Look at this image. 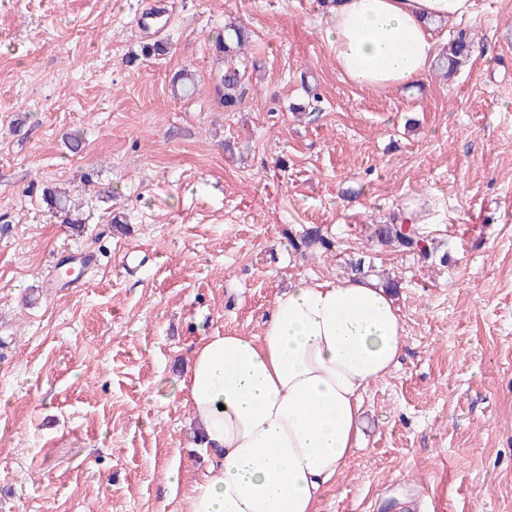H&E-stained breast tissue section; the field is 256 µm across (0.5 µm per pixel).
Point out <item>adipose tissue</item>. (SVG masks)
<instances>
[{"mask_svg": "<svg viewBox=\"0 0 512 512\" xmlns=\"http://www.w3.org/2000/svg\"><path fill=\"white\" fill-rule=\"evenodd\" d=\"M473 0H329L339 70L371 89L419 82L434 24ZM405 333L391 292L363 277L294 279L260 336L201 337L181 382L208 459L189 512H317L359 444L362 394L396 366Z\"/></svg>", "mask_w": 512, "mask_h": 512, "instance_id": "adipose-tissue-1", "label": "adipose tissue"}]
</instances>
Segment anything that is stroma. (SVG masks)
Instances as JSON below:
<instances>
[{"label": "stroma", "instance_id": "stroma-1", "mask_svg": "<svg viewBox=\"0 0 512 512\" xmlns=\"http://www.w3.org/2000/svg\"><path fill=\"white\" fill-rule=\"evenodd\" d=\"M322 2L0 0V512H188L195 340L262 335L293 279L359 261L395 281L405 348L318 512H512V0L436 29L473 34L454 78L386 91L338 70ZM231 21L252 78L227 112L211 40ZM408 211L428 255L375 235ZM312 230L331 248L291 246ZM46 202L50 207L58 212L64 213V223L67 224H79V217L73 216V209H71L70 200L66 192L60 190H49L45 194Z\"/></svg>", "mask_w": 512, "mask_h": 512}]
</instances>
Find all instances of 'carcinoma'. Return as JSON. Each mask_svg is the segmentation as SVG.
Returning a JSON list of instances; mask_svg holds the SVG:
<instances>
[{
  "label": "carcinoma",
  "mask_w": 512,
  "mask_h": 512,
  "mask_svg": "<svg viewBox=\"0 0 512 512\" xmlns=\"http://www.w3.org/2000/svg\"><path fill=\"white\" fill-rule=\"evenodd\" d=\"M251 32L241 23L230 22L224 26V33L216 35L212 40V48L218 55L224 56V70L218 72L213 79L214 99L224 110L236 109L243 100L245 86L249 81L246 70L236 66L234 57L244 52L250 43ZM472 41L465 31L458 32L446 47L438 54L435 69L448 77L453 76L462 64L471 56ZM172 87L182 97H190L197 91L195 78L187 71L180 72L172 78ZM50 207L65 214L63 222L79 223V217L73 215L70 200L66 192L49 190L45 194ZM381 240L396 243L409 252L423 253L426 250L425 240L416 225L407 223L401 215L393 217L391 223L378 227Z\"/></svg>",
  "instance_id": "obj_1"
}]
</instances>
